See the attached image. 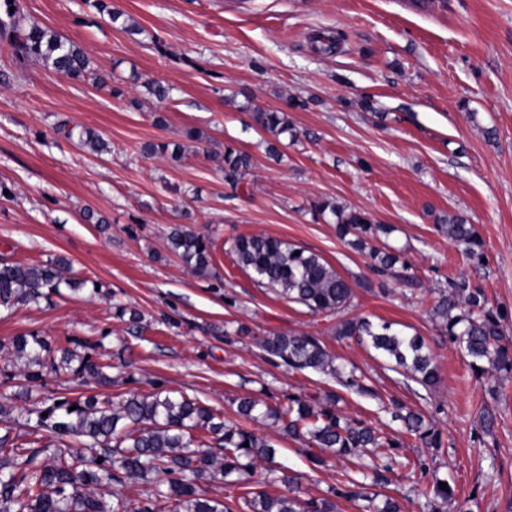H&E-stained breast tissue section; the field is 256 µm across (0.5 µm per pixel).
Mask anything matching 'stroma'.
<instances>
[{
  "label": "stroma",
  "mask_w": 512,
  "mask_h": 512,
  "mask_svg": "<svg viewBox=\"0 0 512 512\" xmlns=\"http://www.w3.org/2000/svg\"><path fill=\"white\" fill-rule=\"evenodd\" d=\"M140 34L94 14L84 0H20L27 20L83 48L110 86L60 76L36 60L0 56V261L44 264L64 257L79 291L0 314V397L15 391L23 364L6 348L18 336L50 352L75 348L111 364L113 382L80 384L45 373L32 398L167 391L198 400L227 423L242 422L244 397L274 403L335 393L347 419L401 438L394 404L441 432V448L404 446L385 486L403 512H507L512 507V374L475 375L437 331L430 310L448 277L464 275L501 305L512 347V0H113ZM334 36L333 52L318 37ZM156 81L169 95L156 100ZM303 100L290 107L289 98ZM368 99L364 111L360 99ZM256 109L286 112L295 138L279 159L253 121ZM165 126L154 124L157 114ZM108 144L97 155L59 134L61 123ZM201 141L183 138L185 128ZM183 142L180 161L142 154L143 143ZM252 156L240 187L224 180L225 147ZM330 201L387 224L399 253L391 276L341 240L313 211ZM95 221H87V212ZM459 215L484 240L465 256L438 229ZM210 240L199 274L176 256L174 228ZM243 234L279 238L322 256L354 289L347 317L389 321L421 336L439 368L424 388L389 369L356 340H337L335 317L311 312L260 286L229 251ZM100 291H92V283ZM137 312L130 321L129 312ZM247 327L238 335L239 327ZM271 333L310 334L356 371L372 393L268 360ZM493 419L484 428L482 415ZM245 423V422H242ZM269 441L246 488L208 485L215 497L243 490L335 497L337 512H369L338 492L361 479L360 462L308 452L271 422L245 423ZM452 499L428 506L435 478Z\"/></svg>",
  "instance_id": "stroma-1"
}]
</instances>
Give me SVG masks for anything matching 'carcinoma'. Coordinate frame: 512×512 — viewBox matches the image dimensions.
Segmentation results:
<instances>
[{
  "instance_id": "1",
  "label": "carcinoma",
  "mask_w": 512,
  "mask_h": 512,
  "mask_svg": "<svg viewBox=\"0 0 512 512\" xmlns=\"http://www.w3.org/2000/svg\"><path fill=\"white\" fill-rule=\"evenodd\" d=\"M100 16L115 22L121 13L112 10L111 0H84ZM0 47H6L15 59H38L62 76L79 79L92 76L99 84L109 76L90 69V60L77 44L62 39L54 31L36 22H24L20 0H0ZM257 126L278 138L290 131L286 115L256 110ZM78 145L95 153L107 149L92 130L78 135ZM179 143H147L146 154L181 157ZM251 168L250 156L238 149H224V179L233 188L240 187ZM315 211L335 219L336 233L348 239L355 249L369 251L370 267L378 275L391 271L399 256L371 245L386 229L373 223L362 211L347 209L334 202H319ZM440 231L469 257L482 253L483 242L475 227L458 216L440 224ZM172 249L199 273L210 265V242L179 228L170 234ZM229 251L243 270L252 273L258 284L280 298L301 304L315 313L336 316L333 335L342 340L356 337L373 349L395 371L428 389L438 382V367L422 341L393 328L390 322L374 324L365 318H344L352 304L350 283L316 253L269 236L249 235L235 238ZM69 262L58 258L47 264H0V311L20 304L36 302L60 293L61 287L79 290L86 281L67 276ZM432 321L468 358L470 369H494L512 373V350L501 344L506 315L488 300L482 289L463 277L448 279V288L431 310ZM264 351L292 370L311 369L337 380L344 388L360 394L371 390L355 373L344 374L336 367V358L315 336L272 334L262 341ZM13 355L25 360L22 393L31 383L42 379L44 370H66L79 378L90 377L109 382L106 365L65 348L59 361L45 363L46 344L35 336L12 340ZM340 396H326L321 404L312 398L290 397L288 404H269L244 397L238 414L249 420L269 419L283 432L305 440L308 448L329 450L346 460L361 458L372 449L375 460L371 470L374 482L383 480L391 470V450L403 444L378 429L345 418L336 405ZM393 417L403 423L405 432L427 448L441 447L436 430L411 412H400L394 403ZM26 442L12 436L18 418L0 406V512H234L229 500L211 497L201 488L204 479L222 481L228 487L248 482L260 461H270L275 450L265 439L240 425H230L220 415L184 395L157 393L151 396L130 394L118 403L95 396L46 397L41 405L24 408ZM249 446H244V443ZM45 459H40V456ZM134 478L147 486L146 504L130 500H110L92 488ZM243 512H336L328 498L301 501L293 491L270 495L262 491L244 494Z\"/></svg>"
}]
</instances>
